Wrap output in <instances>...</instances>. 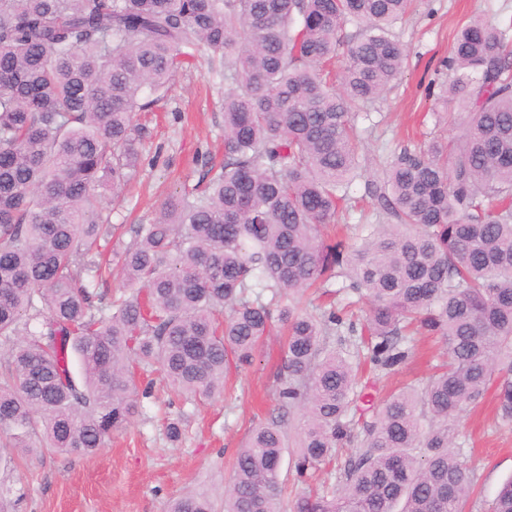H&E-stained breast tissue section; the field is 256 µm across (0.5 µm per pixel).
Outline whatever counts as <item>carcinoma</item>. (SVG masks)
<instances>
[{
  "mask_svg": "<svg viewBox=\"0 0 512 512\" xmlns=\"http://www.w3.org/2000/svg\"><path fill=\"white\" fill-rule=\"evenodd\" d=\"M411 0H0V463L22 452L97 454L141 404L134 364L188 398L224 395L274 326L284 355L277 416L251 430L224 512H463L474 480L460 415L495 389L512 425V38L475 18L458 30L449 95L462 136L404 147L369 193L395 224L331 240L360 167L356 109L406 53L389 28ZM352 24L350 64L331 82ZM224 95V163L166 198L116 265L97 189L137 174L135 117L201 56ZM122 291L103 304L98 283ZM342 277L361 328L314 315L305 292ZM441 338L422 386L360 407L359 370L394 373L407 332ZM81 367L74 376L69 354ZM299 413L303 478L356 444L334 483L285 500V417ZM361 433H354L355 423ZM169 512H217L187 491ZM486 512H512V481Z\"/></svg>",
  "mask_w": 512,
  "mask_h": 512,
  "instance_id": "cac0c4a2",
  "label": "carcinoma"
}]
</instances>
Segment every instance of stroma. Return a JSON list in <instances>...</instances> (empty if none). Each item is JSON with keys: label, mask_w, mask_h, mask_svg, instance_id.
<instances>
[{"label": "stroma", "mask_w": 512, "mask_h": 512, "mask_svg": "<svg viewBox=\"0 0 512 512\" xmlns=\"http://www.w3.org/2000/svg\"><path fill=\"white\" fill-rule=\"evenodd\" d=\"M475 17L512 27V0H416L413 11L391 27L407 63L382 96L356 114L363 161L350 187L352 206L338 218L340 237L353 236L361 224L391 223L367 187L400 147L463 133L464 108L444 100L443 62L457 29ZM230 89L195 61L175 75L155 111L141 113L145 133L137 176L119 196L105 198L118 226L109 249L119 252L132 244L133 225L151 222L168 195L195 185L210 165L223 162V104ZM413 345L404 368L370 387L373 399L425 377L445 350L427 336H415ZM282 349L281 336H270L252 366L231 371L232 387L218 399L185 400L169 387L160 367L138 371L142 412L114 432L106 447L84 458L50 453L0 472V492L14 501L15 512H166L169 500L186 491H221L249 432L275 405ZM172 419L184 430L177 442L165 431ZM460 424L469 441L464 459L476 484L466 510L482 512L484 502L512 480V427L500 425L488 403L462 413Z\"/></svg>", "instance_id": "1"}]
</instances>
